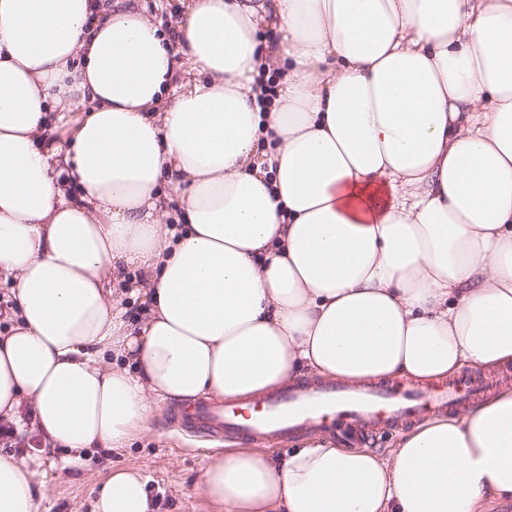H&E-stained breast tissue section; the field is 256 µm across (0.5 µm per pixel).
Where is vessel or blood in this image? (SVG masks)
Here are the masks:
<instances>
[{"mask_svg":"<svg viewBox=\"0 0 512 512\" xmlns=\"http://www.w3.org/2000/svg\"><path fill=\"white\" fill-rule=\"evenodd\" d=\"M485 387L480 377L472 375L449 380L434 391L415 386L401 391L391 384L355 389L333 381H306L246 408L201 401L174 411L173 419L217 438L241 436L266 443L320 431L339 435L355 446L367 429L398 427L416 420L423 411L445 413L474 399Z\"/></svg>","mask_w":512,"mask_h":512,"instance_id":"vessel-or-blood-1","label":"vessel or blood"}]
</instances>
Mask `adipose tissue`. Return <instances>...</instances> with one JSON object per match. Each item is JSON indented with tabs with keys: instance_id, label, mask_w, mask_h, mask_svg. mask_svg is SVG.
I'll use <instances>...</instances> for the list:
<instances>
[{
	"instance_id": "1",
	"label": "adipose tissue",
	"mask_w": 512,
	"mask_h": 512,
	"mask_svg": "<svg viewBox=\"0 0 512 512\" xmlns=\"http://www.w3.org/2000/svg\"><path fill=\"white\" fill-rule=\"evenodd\" d=\"M0 276V421L41 443L0 453V512H38L44 453L126 447L166 403L511 365L512 0H186L168 31L136 0H0ZM201 489L215 512H485L512 500V390L383 454L232 448ZM93 493L154 512L140 470Z\"/></svg>"
}]
</instances>
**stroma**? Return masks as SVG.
<instances>
[{
    "mask_svg": "<svg viewBox=\"0 0 512 512\" xmlns=\"http://www.w3.org/2000/svg\"><path fill=\"white\" fill-rule=\"evenodd\" d=\"M173 409V404H164L149 429L119 452L91 451L75 465L64 464L61 454L45 455L39 512H92L91 490L114 464L149 475L157 512H214L200 489L201 474L212 456L224 452V443L177 429Z\"/></svg>",
    "mask_w": 512,
    "mask_h": 512,
    "instance_id": "35a3bbf8",
    "label": "stroma"
}]
</instances>
